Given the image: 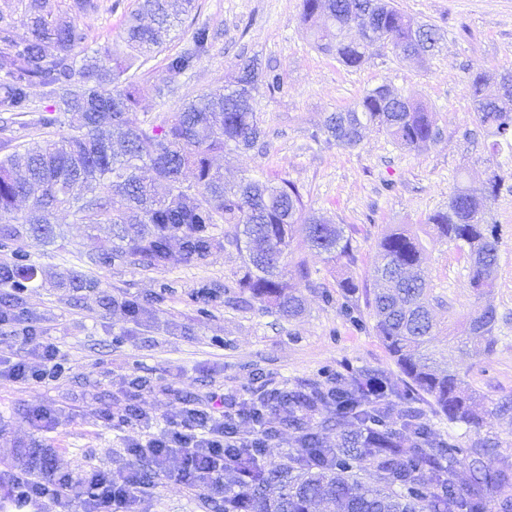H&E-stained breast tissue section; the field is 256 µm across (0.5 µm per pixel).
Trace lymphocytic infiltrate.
Returning <instances> with one entry per match:
<instances>
[{
	"mask_svg": "<svg viewBox=\"0 0 512 512\" xmlns=\"http://www.w3.org/2000/svg\"><path fill=\"white\" fill-rule=\"evenodd\" d=\"M25 339L31 348L26 359L8 365L9 377L43 383L60 377L63 369L58 347L34 332ZM269 417L267 402L242 396L211 393L195 402L176 399L165 428L146 441L126 445L131 461L112 470L90 469L80 476L52 474L35 476L22 473L13 478L9 502L15 512H69L73 501H80L82 512H140L144 483L137 462H151L158 473H166L172 457H179L178 481L195 490L223 493L225 503L239 497L237 488L225 484L226 471L237 470L238 482H245L240 468V449L253 451L256 466L266 459L267 440L262 434ZM251 422L256 432L244 435L240 425Z\"/></svg>",
	"mask_w": 512,
	"mask_h": 512,
	"instance_id": "1",
	"label": "lymphocytic infiltrate"
}]
</instances>
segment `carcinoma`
Listing matches in <instances>:
<instances>
[{"instance_id": "obj_1", "label": "carcinoma", "mask_w": 512, "mask_h": 512, "mask_svg": "<svg viewBox=\"0 0 512 512\" xmlns=\"http://www.w3.org/2000/svg\"><path fill=\"white\" fill-rule=\"evenodd\" d=\"M20 37L15 21L0 13V112L34 111L30 88L49 89L55 104L30 119L47 128L58 112H78V132L34 143L0 158V242L26 237L50 243L51 219L75 209L83 224H110L114 242L90 256L94 263L112 265L132 260L148 267L169 259V243L181 242L183 257L207 256L216 238L213 229L225 224L224 243L243 255L236 285L265 308L296 317L302 312L301 288H315L302 266L288 271L286 256L296 232L327 260L351 265V241L338 224L309 214L298 186L288 179L243 177L224 181L213 170L214 153L267 149L265 133L253 106L259 87H280V81L249 61V77L204 93L169 118L145 123L137 117L139 90L118 87L127 70L125 60L109 51L84 52L88 34L79 18L94 13L98 0H20ZM196 0H138L121 35L125 46L148 59L160 52L179 14L192 11ZM302 22L309 26L318 49L336 55L347 67L367 60L369 43L349 38L367 24L395 53L425 59L439 50L441 36L428 24H418L390 0H303ZM209 34L199 29L191 47L168 62L167 94L175 93L179 77L207 51ZM488 78L476 74L471 97L480 126L499 140L512 139V90L495 98L484 94ZM115 84L110 95L99 91ZM375 128L398 145L421 150L439 136L427 107L386 85L367 91L354 105L330 114L323 130L336 145L352 148L364 132ZM493 169L478 187L461 185L444 210L431 214L422 229L390 228L377 244V282L367 298L373 329L401 372L411 393L399 396L386 379L362 372L346 379L336 375V387L317 386L309 392L288 391V428L298 434L302 453L286 464L253 469L240 490L242 512H486L497 496L503 512H512V468L491 461L500 456L497 442L478 438L468 448L471 477L457 479L456 450L435 436L424 414L414 407L421 394L433 398L436 410L452 423L480 424L477 395L458 375L436 366L429 345L437 324L433 311L440 299L420 272L425 246L421 234L431 233L455 243L472 272L471 287L480 298L492 292L498 260L496 225L485 223L489 204L506 178ZM28 202L22 218L8 219L16 203ZM34 268L18 250L15 261L0 264V284L23 288L35 280ZM496 308L487 303L468 319L467 340L490 353L497 344ZM334 407L322 414L321 408ZM397 421H391L392 416ZM319 416L321 420L313 422ZM336 426L327 442L321 431Z\"/></svg>"}]
</instances>
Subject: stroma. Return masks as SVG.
I'll return each instance as SVG.
<instances>
[{"instance_id":"1","label":"stroma","mask_w":512,"mask_h":512,"mask_svg":"<svg viewBox=\"0 0 512 512\" xmlns=\"http://www.w3.org/2000/svg\"><path fill=\"white\" fill-rule=\"evenodd\" d=\"M418 23L435 25L444 36L439 54L426 63L403 58L390 45H376L358 69L316 50L301 22L302 0H198L182 28L161 52L127 73L141 89L138 117L153 120L176 112L182 102L223 87L240 63L257 60L277 75L278 90L260 88L255 109L269 149L247 151L213 164L226 179L242 176L286 178L297 184L308 211L341 224L356 261L341 269L309 249L302 235L290 245L289 263L304 261L316 282L303 289L305 310L295 318L251 304L235 288L242 258L217 248L204 258L183 260L172 243L170 261L157 268L134 263L101 267L91 255L112 240L107 224L79 223L72 211L57 215L60 234L44 246H27L37 279L22 292L0 286V304L19 312L22 325L0 326V353L25 354L22 326L55 342L65 370L55 381L31 383L0 377V498L23 471L79 474L125 463L127 441L143 438L138 426L123 424L130 405L144 408L154 428H162L174 398H206L211 392L291 390L327 385L335 374L371 371L407 391L401 374L375 335L365 301L346 311L336 283L351 276L371 283L377 243L388 227L421 224L446 208L463 183L480 184L490 169H512V149L494 151L492 138L473 111L474 74L512 70V0H394ZM87 17V52L118 42L136 0H100ZM209 31L207 52L180 78L178 97L158 96L168 79L167 64L192 43L197 29ZM388 84L433 113L441 132L427 148L409 151L386 134L366 131L353 148L336 146L321 130L326 116L353 106L369 90ZM489 223L499 227L498 267L491 302L498 314L493 352H452L448 362L481 401L480 427L449 422L433 400L419 408L436 436L466 449L479 436L496 439L512 459V418L493 413L512 397V179L489 207ZM424 270L442 307L437 320L463 328L480 305L470 271L454 243L426 238ZM101 280L96 290L74 287L72 276ZM127 300L142 312L130 316ZM140 377L144 390L130 388ZM50 411L55 429H44L36 409ZM113 420L104 423L102 411ZM143 512H224L212 492L192 491L169 477L148 473Z\"/></svg>"}]
</instances>
